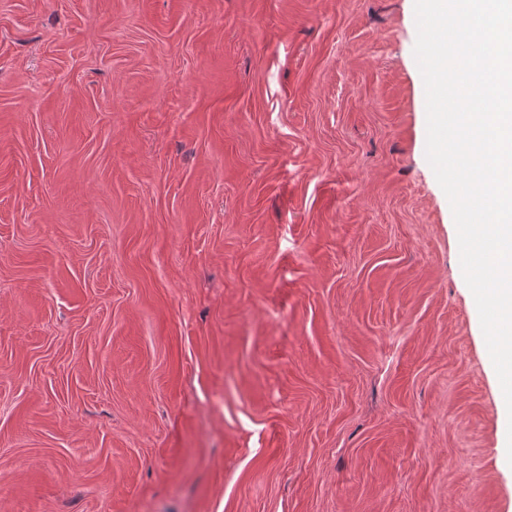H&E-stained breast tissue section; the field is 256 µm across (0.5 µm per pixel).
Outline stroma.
Instances as JSON below:
<instances>
[{
    "mask_svg": "<svg viewBox=\"0 0 512 512\" xmlns=\"http://www.w3.org/2000/svg\"><path fill=\"white\" fill-rule=\"evenodd\" d=\"M414 0H0V512H512Z\"/></svg>",
    "mask_w": 512,
    "mask_h": 512,
    "instance_id": "35a3bbf8",
    "label": "stroma"
}]
</instances>
